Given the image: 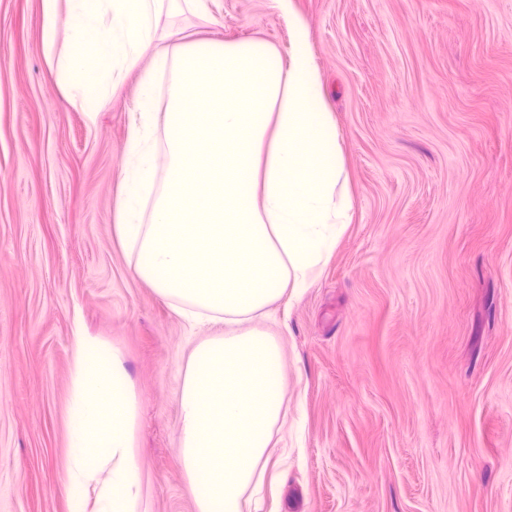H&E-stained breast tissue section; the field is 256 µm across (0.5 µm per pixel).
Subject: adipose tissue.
I'll return each mask as SVG.
<instances>
[{
	"label": "adipose tissue",
	"instance_id": "1",
	"mask_svg": "<svg viewBox=\"0 0 512 512\" xmlns=\"http://www.w3.org/2000/svg\"><path fill=\"white\" fill-rule=\"evenodd\" d=\"M176 0H42L43 55L89 123L140 70L113 223L134 273L186 319L223 322L197 343L179 394L178 454L197 512H242L261 483L285 389L280 338L258 323L310 286L347 230L340 135L294 0H269L288 51L260 39L178 40ZM95 23L94 47L59 31Z\"/></svg>",
	"mask_w": 512,
	"mask_h": 512
}]
</instances>
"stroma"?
Segmentation results:
<instances>
[{
  "label": "stroma",
  "instance_id": "35a3bbf8",
  "mask_svg": "<svg viewBox=\"0 0 512 512\" xmlns=\"http://www.w3.org/2000/svg\"><path fill=\"white\" fill-rule=\"evenodd\" d=\"M163 17L179 37L289 46L267 0ZM340 132L352 219L263 322L283 417L243 512H512V0H295ZM42 0H0V512H68L76 328L122 353L145 512H197L177 455L194 324L114 233L130 74L96 123L41 49Z\"/></svg>",
  "mask_w": 512,
  "mask_h": 512
}]
</instances>
